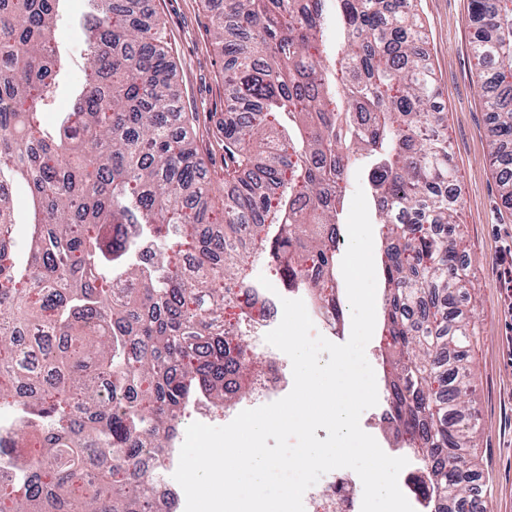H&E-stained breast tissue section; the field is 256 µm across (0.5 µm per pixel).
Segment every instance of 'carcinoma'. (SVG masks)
I'll use <instances>...</instances> for the list:
<instances>
[{
    "mask_svg": "<svg viewBox=\"0 0 512 512\" xmlns=\"http://www.w3.org/2000/svg\"><path fill=\"white\" fill-rule=\"evenodd\" d=\"M60 2L0 0V404L27 418L0 438L17 466L0 474V512H152L140 458L171 447L189 406L223 407L258 380L255 261L338 312L336 224L355 169L380 226L392 422L420 457L431 512H476L462 357L475 332L457 308L472 281L448 115L407 0H224L219 189L171 130L188 118L166 31L137 23L141 0H86L81 90L44 122L65 66ZM471 10L499 161L512 144V0ZM497 180L512 206V166Z\"/></svg>",
    "mask_w": 512,
    "mask_h": 512,
    "instance_id": "carcinoma-1",
    "label": "carcinoma"
}]
</instances>
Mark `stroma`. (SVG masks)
Here are the masks:
<instances>
[{
    "mask_svg": "<svg viewBox=\"0 0 512 512\" xmlns=\"http://www.w3.org/2000/svg\"><path fill=\"white\" fill-rule=\"evenodd\" d=\"M425 33L448 115V141L459 174L458 208L465 257L475 284L464 302L476 334L464 350L471 367L470 399L477 414L476 453L490 512H512V316L502 281L512 267V208L500 197L487 130L491 114L476 85L470 0H412ZM217 0H147L146 9L168 34L175 82L184 112L193 116L190 138L206 162V175L224 181V54L211 18ZM83 0H66L56 29L69 65L44 112L46 122L72 104L70 90L83 76L75 22Z\"/></svg>",
    "mask_w": 512,
    "mask_h": 512,
    "instance_id": "stroma-1",
    "label": "stroma"
}]
</instances>
